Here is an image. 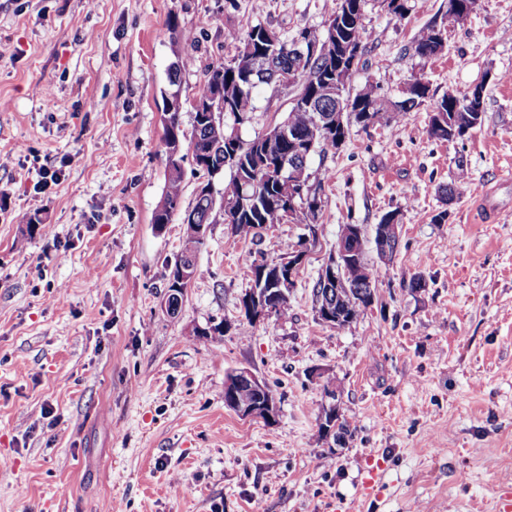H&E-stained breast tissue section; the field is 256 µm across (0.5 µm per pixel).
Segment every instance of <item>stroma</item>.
Wrapping results in <instances>:
<instances>
[{
	"label": "stroma",
	"mask_w": 512,
	"mask_h": 512,
	"mask_svg": "<svg viewBox=\"0 0 512 512\" xmlns=\"http://www.w3.org/2000/svg\"><path fill=\"white\" fill-rule=\"evenodd\" d=\"M338 3L0 0V512H498L512 500V0H478L425 64L408 49L448 0H409L402 19L367 0L368 66L352 89L370 79L396 101L419 75L438 98L481 85V127L433 140L423 104L315 154L318 240L287 319L250 321L241 300L251 260L279 259L305 227L235 241L217 213L179 315L160 308L185 231L151 222L172 63L194 92L206 64L233 56L229 32L319 35ZM294 95L258 88L241 137L282 122ZM43 169L60 179L40 190ZM450 184L448 204L438 188ZM483 188L505 210L497 222L475 209ZM392 210L400 245L373 306L340 330L320 322L313 286L339 225L370 241ZM220 321L223 336L197 337ZM235 369L269 385L272 422L225 407ZM328 384L337 439L319 431Z\"/></svg>",
	"instance_id": "obj_1"
}]
</instances>
